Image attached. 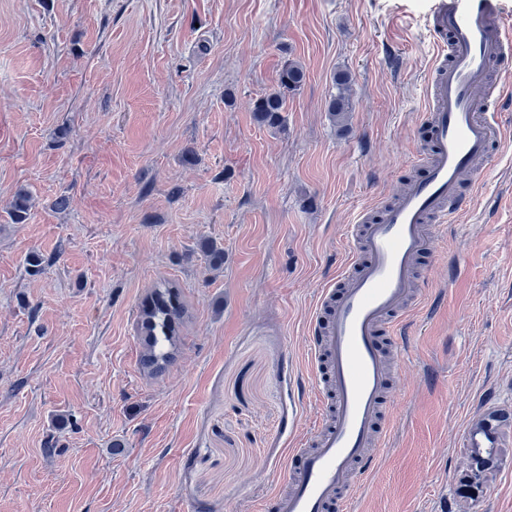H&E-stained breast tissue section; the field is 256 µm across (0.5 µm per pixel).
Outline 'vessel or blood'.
<instances>
[{
  "label": "vessel or blood",
  "mask_w": 512,
  "mask_h": 512,
  "mask_svg": "<svg viewBox=\"0 0 512 512\" xmlns=\"http://www.w3.org/2000/svg\"><path fill=\"white\" fill-rule=\"evenodd\" d=\"M429 31L448 53L428 83L425 175L378 215L360 214L344 227L351 260L321 290L311 323L320 420L291 450L288 487L272 498L273 512H334L370 483L397 404L392 358L406 352L399 327L422 301L419 260L434 251L438 230L472 210L462 184L501 156L505 128L491 104L490 73L512 44V16L500 0H438ZM469 441L498 447L492 419L474 424Z\"/></svg>",
  "instance_id": "vessel-or-blood-1"
}]
</instances>
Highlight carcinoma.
I'll list each match as a JSON object with an SVG mask.
<instances>
[{
	"label": "carcinoma",
	"instance_id": "obj_1",
	"mask_svg": "<svg viewBox=\"0 0 512 512\" xmlns=\"http://www.w3.org/2000/svg\"><path fill=\"white\" fill-rule=\"evenodd\" d=\"M304 79V67L295 61L288 62L280 74L278 90L260 98L256 103L254 112L257 122L271 128L280 126L283 122L286 94L299 90ZM335 83L337 94L330 99L328 112L336 122L342 124L353 111V102L347 95L349 74L338 73ZM28 208V193L23 189L17 190L10 210L11 219L17 224L25 221ZM183 314L179 291L172 284H164L154 289L147 297L141 311L140 332L145 348L144 359L149 367L161 369L171 361Z\"/></svg>",
	"mask_w": 512,
	"mask_h": 512
}]
</instances>
